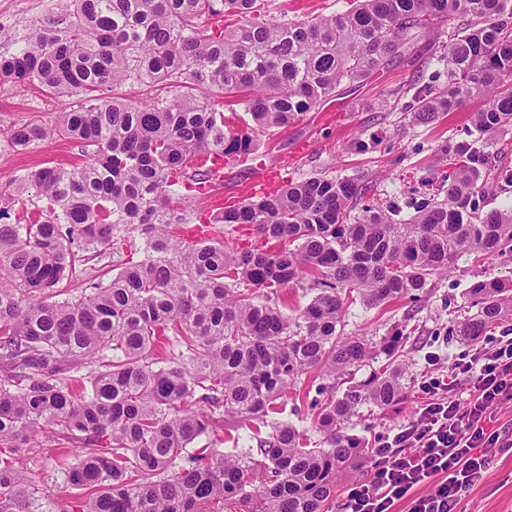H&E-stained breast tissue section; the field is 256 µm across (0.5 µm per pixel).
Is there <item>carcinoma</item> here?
Returning <instances> with one entry per match:
<instances>
[{
  "instance_id": "carcinoma-1",
  "label": "carcinoma",
  "mask_w": 512,
  "mask_h": 512,
  "mask_svg": "<svg viewBox=\"0 0 512 512\" xmlns=\"http://www.w3.org/2000/svg\"><path fill=\"white\" fill-rule=\"evenodd\" d=\"M349 5L290 20L268 0H75L34 24L19 53L0 56V84L83 101L52 125L0 135L21 150L55 137L86 148L70 169L15 179L17 202L31 186L39 193L22 216L0 197V512H29L30 481L14 456L41 431L78 451L70 487L96 491L76 512H328L340 474L370 455L346 425L359 406L389 407L402 390L395 364L336 397V380L399 353L397 336L373 346L346 333L349 306L415 301L462 256L512 249V207L488 202L490 187L512 185V170L493 167L487 151L488 136L512 130V0ZM218 17L234 22L218 31ZM447 21L456 26L437 62L448 84L414 82L395 96H411L418 123L483 105L471 129L437 149L433 193L409 219L372 202L370 181L320 173L208 220L251 225L266 248L180 237L186 193L218 178L188 166L192 157L246 158L258 133L402 61L417 34ZM126 83L163 95L126 103L113 95ZM130 229L142 235L139 262L56 300L76 263L100 246L121 252ZM305 281L309 302L289 304L283 288ZM469 295L477 312L450 336L475 342L512 316V286L477 281ZM169 338L182 350L158 366L153 350ZM88 363L78 394L73 374ZM312 372L323 382L309 383ZM288 393L315 410L319 447L271 418ZM232 421L254 424L257 447L200 448L181 465L186 448Z\"/></svg>"
}]
</instances>
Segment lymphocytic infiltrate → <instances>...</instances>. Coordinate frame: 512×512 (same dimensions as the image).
<instances>
[{"mask_svg":"<svg viewBox=\"0 0 512 512\" xmlns=\"http://www.w3.org/2000/svg\"><path fill=\"white\" fill-rule=\"evenodd\" d=\"M452 376L449 383L421 377L425 401L417 418L378 438L368 474L349 490L344 512H393L404 499L408 512H462L470 487L507 446L486 421L492 407L512 399V334L457 359ZM418 485L426 493L413 495Z\"/></svg>","mask_w":512,"mask_h":512,"instance_id":"1","label":"lymphocytic infiltrate"}]
</instances>
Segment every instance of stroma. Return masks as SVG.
<instances>
[{"mask_svg":"<svg viewBox=\"0 0 512 512\" xmlns=\"http://www.w3.org/2000/svg\"><path fill=\"white\" fill-rule=\"evenodd\" d=\"M72 7L71 0H0V14L9 17L8 24L0 27V55L18 52L37 21ZM447 40L444 28L422 37L404 61L374 72L358 87H340L334 97L293 125L261 134L253 158L226 168L219 197L235 196L241 177L250 176L253 161L259 160L278 172L284 183L324 170L341 177L368 176L375 184V202L393 206L399 218H408L412 200L425 191L423 178L436 166L437 145L469 129L474 112L481 107L480 101L473 100L433 123L415 124L393 98L395 89L416 78L429 81L440 71L433 55ZM77 105V99L53 97L35 85L19 88L3 84L0 129L31 121L51 124L60 113ZM357 137L371 141V149L351 150L350 143ZM301 141L308 142L309 148L299 154L295 146ZM82 161L80 146L69 140L46 139L19 151L0 139V192L9 193V179L27 169L48 164L68 167ZM141 243L139 233L133 231L128 235L127 248L120 253L106 250L100 257L78 264L67 296L79 294L94 277L140 261ZM491 278L512 282V254L482 262L462 257L417 303L400 300L373 309L359 304L349 307L347 333L372 342L401 335L405 388L391 408L360 406L347 434L363 438L371 447L378 436L417 417L424 400L418 388L422 372L448 376L454 360L469 351V344L449 340L448 325L467 302L471 285ZM75 461L74 449L62 436H41L31 442L17 466L33 481L32 512H73L80 493L67 485L65 473ZM463 512H512V449L491 458L482 481L467 494Z\"/></svg>","mask_w":512,"mask_h":512,"instance_id":"1","label":"stroma"}]
</instances>
